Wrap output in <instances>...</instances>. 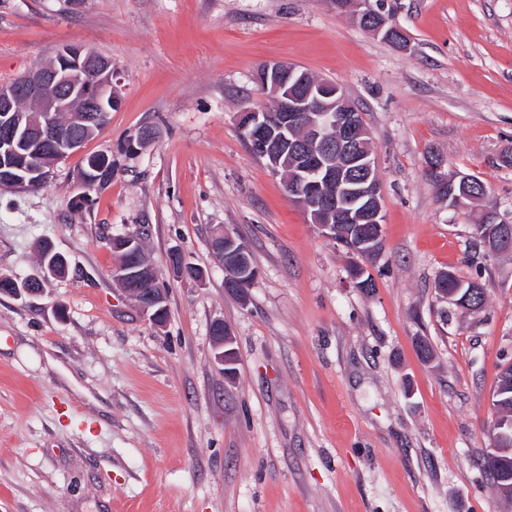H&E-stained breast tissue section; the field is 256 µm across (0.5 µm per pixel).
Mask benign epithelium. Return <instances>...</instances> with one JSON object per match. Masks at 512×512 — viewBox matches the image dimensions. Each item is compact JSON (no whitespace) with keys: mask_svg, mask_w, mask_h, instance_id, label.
Instances as JSON below:
<instances>
[{"mask_svg":"<svg viewBox=\"0 0 512 512\" xmlns=\"http://www.w3.org/2000/svg\"><path fill=\"white\" fill-rule=\"evenodd\" d=\"M336 9L352 10L368 32L408 49L405 33L374 9L370 0H343ZM256 82L278 104L279 118L273 124L268 111L257 107L236 113L238 130L251 152L275 172L292 165L288 200L300 206L325 237L351 241L350 252L365 258L378 254L382 246V183L375 157L363 140L368 134L363 112L345 91L293 64L265 62L257 68ZM107 103H118L112 62L81 45L63 47L30 72L0 83V161L21 154L30 133H49L61 112L70 116V132L60 137V152L79 150L84 145L82 131L105 123ZM152 138L154 131L145 125L129 137L125 150L136 154L138 144ZM428 167L432 181L448 189L443 201L454 209L468 208L474 201L470 192L474 177L449 175L443 172L441 162L431 161ZM139 246L136 236L112 237L114 251L135 253ZM211 247L222 265L241 269L245 280L237 296L245 298L256 278L246 246L233 235L222 233L212 239ZM155 276L150 263L145 268L118 266L114 274L141 311L157 322L166 308L167 291L140 288L141 282ZM213 333L217 363L235 364L224 321L213 322ZM504 436L503 432L496 434L493 451L487 454L501 473L512 472V448L502 444Z\"/></svg>","mask_w":512,"mask_h":512,"instance_id":"1","label":"benign epithelium"}]
</instances>
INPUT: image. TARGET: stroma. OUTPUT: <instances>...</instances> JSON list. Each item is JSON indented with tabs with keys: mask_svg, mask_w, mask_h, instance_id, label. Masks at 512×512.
I'll use <instances>...</instances> for the list:
<instances>
[{
	"mask_svg": "<svg viewBox=\"0 0 512 512\" xmlns=\"http://www.w3.org/2000/svg\"><path fill=\"white\" fill-rule=\"evenodd\" d=\"M371 3L408 50L335 0H0V82L80 44L111 59L119 96L45 187L0 188V277L37 275L44 240L69 264L42 295L0 293V512H512L481 466L512 359V252L473 245L482 211L512 221V0ZM267 61L363 110L383 192L373 291L237 130L236 112L269 102L254 80ZM145 125L157 139L126 156ZM98 153L112 180L77 203ZM432 154L486 196L450 209ZM220 230L258 270L245 299L225 291ZM140 231L168 290L159 325L112 276L109 237ZM448 270L481 278V311L439 294ZM213 333L215 336H212L213 340H216L214 346L217 350L216 352V362L224 367V373L228 376H232L235 373L236 367V355L232 343L229 337L231 336L228 327L224 324L223 320H215L212 324ZM231 343V344H230ZM230 344V345H229ZM229 345V346H228ZM227 346L229 349H227ZM231 365V366H229Z\"/></svg>",
	"mask_w": 512,
	"mask_h": 512,
	"instance_id": "1",
	"label": "stroma"
}]
</instances>
